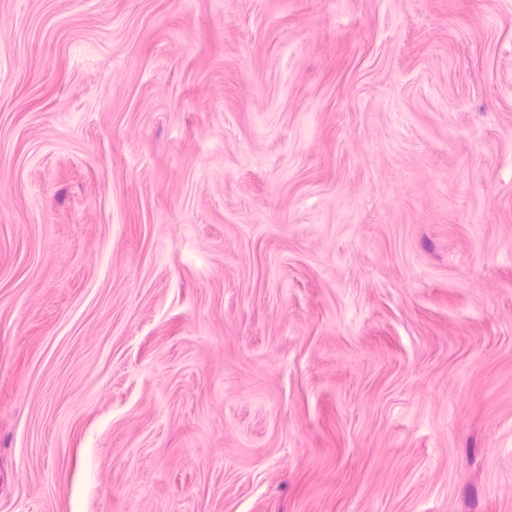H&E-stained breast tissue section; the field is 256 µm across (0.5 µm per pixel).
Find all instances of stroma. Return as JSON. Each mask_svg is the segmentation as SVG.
<instances>
[{"instance_id": "1", "label": "stroma", "mask_w": 512, "mask_h": 512, "mask_svg": "<svg viewBox=\"0 0 512 512\" xmlns=\"http://www.w3.org/2000/svg\"><path fill=\"white\" fill-rule=\"evenodd\" d=\"M0 512H512V0H0Z\"/></svg>"}]
</instances>
